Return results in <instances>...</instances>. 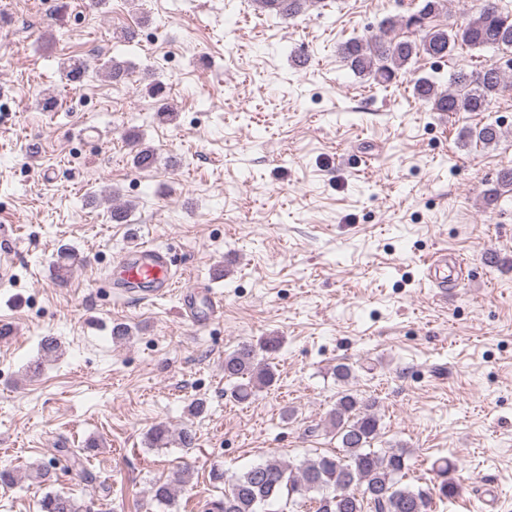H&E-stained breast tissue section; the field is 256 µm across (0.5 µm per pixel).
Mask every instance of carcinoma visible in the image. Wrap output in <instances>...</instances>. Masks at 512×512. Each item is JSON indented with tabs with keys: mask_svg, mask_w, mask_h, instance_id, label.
I'll return each mask as SVG.
<instances>
[{
	"mask_svg": "<svg viewBox=\"0 0 512 512\" xmlns=\"http://www.w3.org/2000/svg\"><path fill=\"white\" fill-rule=\"evenodd\" d=\"M253 2L262 10L290 20L302 15L310 0ZM501 2L479 0L477 11L464 24L449 28L438 23L448 9V0H420L415 11L386 17L377 32L342 43L340 54L354 73L386 88L401 70L422 57L443 59L463 47L512 49V11L502 7ZM397 29L406 30V38L390 36ZM509 70L512 71V63L504 67L489 63L472 69L462 64L450 76L448 89H441L433 78L420 77L413 93L431 103L437 112H486L512 87ZM462 137L471 144L489 147L499 142L501 128L495 121L485 123L463 132ZM508 192L512 193V168H503L486 192V204L497 205ZM277 346L278 340L269 338L256 345L241 343L225 354L224 377L233 382L232 394L237 400L247 401L276 381L275 369L259 358V352L273 351ZM334 371L336 381L347 386L329 413L330 428L339 438L341 449L296 467L273 459L234 474L224 496L211 502L209 512H260L261 505L282 499L288 506L296 505L299 499L309 500L316 504L315 512H430L433 497L452 499L457 495L458 486L450 477L455 463L448 458H440L433 465L440 478L437 486L415 489L401 484L408 469L406 453L373 448L381 434L376 399L348 388L356 378L350 364L338 363ZM149 441L159 448L171 444L190 448L195 443V433L187 427L174 431L159 424L151 430ZM152 493L160 504L174 501V488L169 482L153 484ZM40 509L89 512L78 499L57 492L46 494Z\"/></svg>",
	"mask_w": 512,
	"mask_h": 512,
	"instance_id": "obj_1",
	"label": "carcinoma"
}]
</instances>
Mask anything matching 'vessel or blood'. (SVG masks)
I'll list each match as a JSON object with an SVG mask.
<instances>
[{"instance_id": "1", "label": "vessel or blood", "mask_w": 512, "mask_h": 512, "mask_svg": "<svg viewBox=\"0 0 512 512\" xmlns=\"http://www.w3.org/2000/svg\"><path fill=\"white\" fill-rule=\"evenodd\" d=\"M460 263L456 254L436 252L423 261L424 277L432 286L447 287L449 269ZM110 279L113 287L141 298L164 296L175 286L168 254L138 241L113 256ZM181 300L185 318L197 327L207 326L210 314L218 309L215 299L209 298L201 303L196 293L189 291L182 292Z\"/></svg>"}]
</instances>
